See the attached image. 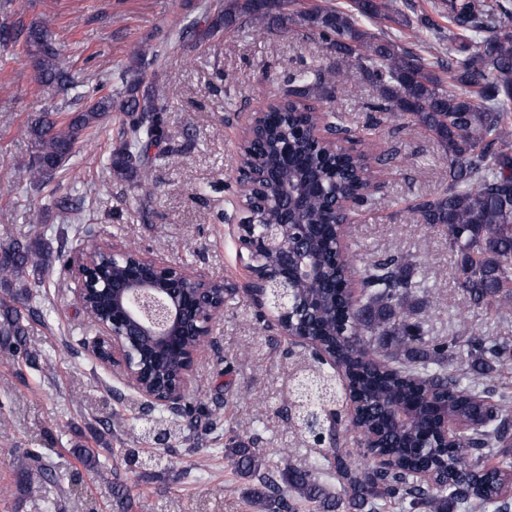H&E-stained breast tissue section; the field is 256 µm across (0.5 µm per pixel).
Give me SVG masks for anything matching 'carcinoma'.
Segmentation results:
<instances>
[{"instance_id": "carcinoma-1", "label": "carcinoma", "mask_w": 512, "mask_h": 512, "mask_svg": "<svg viewBox=\"0 0 512 512\" xmlns=\"http://www.w3.org/2000/svg\"><path fill=\"white\" fill-rule=\"evenodd\" d=\"M512 16V0H450L448 29L425 12L418 27L448 42V62L439 66L387 32L397 23L394 0H224V10L184 44L194 50L224 30L265 28L285 31L295 20L352 60L372 84L378 108L397 120H408L444 148V187L434 197L416 198L412 210L423 223L442 228L457 257L461 288L474 306H512V29L501 18ZM401 22L411 26L410 19ZM24 38L41 79L64 91L73 81L60 60V48L48 29L32 23L20 29L0 25V40ZM136 67L120 76L122 87L105 82L99 94L62 118L57 112L31 117L27 131L34 143L28 164L37 186H63L66 166L87 133L122 114L118 142L106 172L116 182L149 184V152L170 162L178 149L167 142L164 112L168 111L159 82L148 79L154 51L135 50ZM345 90L339 76L304 68L288 76L282 95L264 109L262 148H243L241 165L263 167L288 132L293 166L320 163L321 192L311 200L306 221L323 224L319 254L325 278L312 289L294 291L296 305L290 325L308 342L298 353L294 376L319 374L346 388L355 414L345 418L336 409V432L310 466L293 465V448H274L284 468L265 467L257 449L240 441L224 449L239 474L255 481L248 497L261 512H297L304 503L312 512H448L461 505L467 512H509L512 507V393L487 383L512 356V343L490 336H471L459 344L455 336L429 334L423 315L431 291L416 276L409 255L396 252L378 258L360 271V292L351 299L355 269L344 252L345 230L339 226V204L350 196L365 205L377 188L363 152L327 151L318 156L308 132L318 128L316 100ZM65 223L83 220L68 192L54 200ZM65 262L64 250L36 252L14 242L0 246V283H20V291L4 294L22 308L0 313V350L16 365L33 363L25 348L29 322H48L49 309L23 281L35 280L52 263ZM466 347L467 368L448 373V358ZM189 435L210 434L217 421L199 428L192 410L182 409ZM467 430L452 442L441 435L445 420ZM372 436V447L355 457L339 446L345 423ZM427 471L433 481L422 482ZM339 486L341 494L332 491Z\"/></svg>"}]
</instances>
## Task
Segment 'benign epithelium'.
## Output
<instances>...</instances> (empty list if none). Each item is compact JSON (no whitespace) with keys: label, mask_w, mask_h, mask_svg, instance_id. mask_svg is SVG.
Masks as SVG:
<instances>
[{"label":"benign epithelium","mask_w":512,"mask_h":512,"mask_svg":"<svg viewBox=\"0 0 512 512\" xmlns=\"http://www.w3.org/2000/svg\"><path fill=\"white\" fill-rule=\"evenodd\" d=\"M236 206L244 213L238 224L241 247L247 249L259 239L280 259L278 274L270 275L247 258L250 276L244 292L286 332L293 288L318 284V259L312 245L321 238V225L288 220L286 205L278 222L257 224L244 197H238ZM99 253L112 255V280L102 287L93 261ZM70 270L74 297L94 307L86 314L98 330L90 345L93 357L111 367L144 403L180 408L189 392L195 360L208 343L211 323L224 313V297L214 294L226 288L224 278L189 271L126 245L87 248ZM174 355L182 359L178 374L163 384L151 379ZM291 417L296 427L315 437L324 436L333 426L330 416L310 406L306 416L293 412Z\"/></svg>","instance_id":"7a95c632"}]
</instances>
